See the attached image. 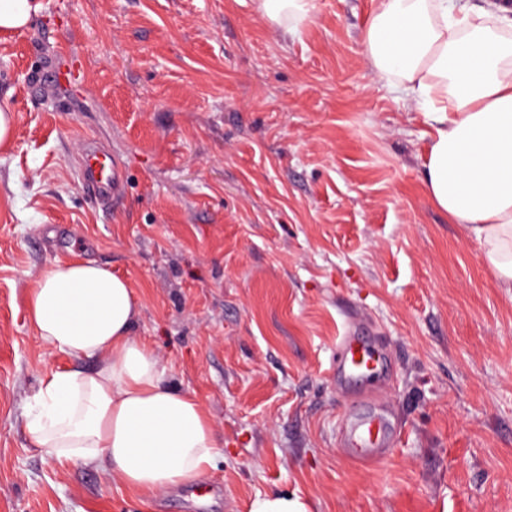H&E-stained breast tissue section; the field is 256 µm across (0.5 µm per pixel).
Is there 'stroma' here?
<instances>
[{
  "label": "stroma",
  "mask_w": 512,
  "mask_h": 512,
  "mask_svg": "<svg viewBox=\"0 0 512 512\" xmlns=\"http://www.w3.org/2000/svg\"><path fill=\"white\" fill-rule=\"evenodd\" d=\"M0 34V512H143L101 470L31 447L24 413L69 366L24 290L81 254L126 278L134 334L223 442L154 512H512V290L423 185L426 127L366 62L374 0H313L292 33L259 0H42ZM126 167L83 189L84 136ZM382 337L383 377L341 387L336 343ZM389 411L386 455L341 443L356 400ZM248 512H308L306 505L297 498L273 492L254 499Z\"/></svg>",
  "instance_id": "stroma-1"
}]
</instances>
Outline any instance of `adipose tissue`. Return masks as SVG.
Masks as SVG:
<instances>
[{
	"label": "adipose tissue",
	"instance_id": "1",
	"mask_svg": "<svg viewBox=\"0 0 512 512\" xmlns=\"http://www.w3.org/2000/svg\"><path fill=\"white\" fill-rule=\"evenodd\" d=\"M313 0H260L285 31ZM362 43L370 71L429 127L423 184L512 288V8L486 0H375ZM27 319L50 351L94 369H55L25 416L32 447L59 464L102 470L144 502L194 485L214 466L211 417L176 388L156 350L133 336L129 282L87 258L43 269L25 290Z\"/></svg>",
	"mask_w": 512,
	"mask_h": 512
}]
</instances>
